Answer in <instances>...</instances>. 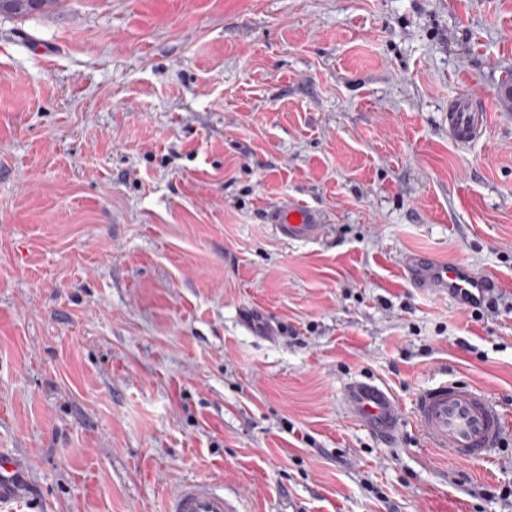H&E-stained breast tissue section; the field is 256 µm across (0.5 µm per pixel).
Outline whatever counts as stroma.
I'll return each instance as SVG.
<instances>
[{
  "instance_id": "obj_1",
  "label": "stroma",
  "mask_w": 512,
  "mask_h": 512,
  "mask_svg": "<svg viewBox=\"0 0 512 512\" xmlns=\"http://www.w3.org/2000/svg\"><path fill=\"white\" fill-rule=\"evenodd\" d=\"M512 0H62L0 14V450L29 512H512L409 411L462 378L512 414ZM487 111L448 134V102ZM292 198L328 229L286 242ZM494 276L495 316L413 253ZM369 377L406 410L350 417ZM486 123L484 105L468 94H460L448 103V134L456 143H471ZM405 270L416 288L448 295L461 304L475 303L496 288L491 277L476 273L468 265L440 262L427 253L407 257ZM342 403L348 414L378 430L385 442L393 440L401 421L402 409L387 389L353 381L344 387ZM166 512H240L238 501L224 495V483L206 479L176 484Z\"/></svg>"
}]
</instances>
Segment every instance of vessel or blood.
Segmentation results:
<instances>
[{"label": "vessel or blood", "instance_id": "b4317fda", "mask_svg": "<svg viewBox=\"0 0 512 512\" xmlns=\"http://www.w3.org/2000/svg\"><path fill=\"white\" fill-rule=\"evenodd\" d=\"M486 123L484 105L461 94L448 105V133L458 143L473 142ZM270 221L285 241H311L322 226L316 212L294 205L274 208ZM405 270L415 287L472 304L495 288V281L465 264L435 260L426 253L407 257ZM342 403L352 417L378 430L392 441L401 421L396 398L377 385L353 381L342 393ZM413 413L426 448L456 463L493 462L500 446L512 434V419L486 391L457 378L438 381L419 392ZM166 512H240L238 502L224 493V485L206 479L176 484L167 499Z\"/></svg>", "mask_w": 512, "mask_h": 512}]
</instances>
